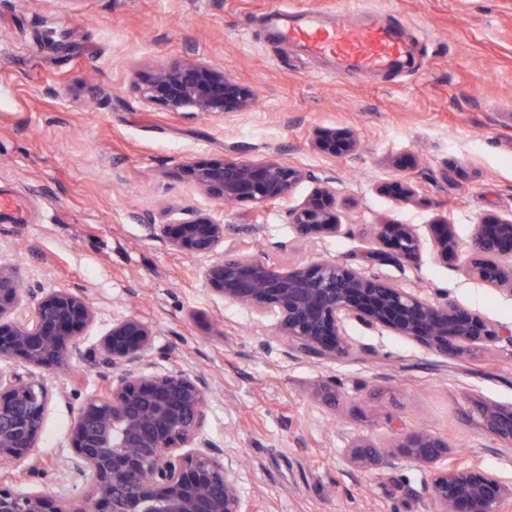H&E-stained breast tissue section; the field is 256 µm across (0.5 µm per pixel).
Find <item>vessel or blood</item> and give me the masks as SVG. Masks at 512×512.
<instances>
[{
    "mask_svg": "<svg viewBox=\"0 0 512 512\" xmlns=\"http://www.w3.org/2000/svg\"><path fill=\"white\" fill-rule=\"evenodd\" d=\"M277 41L296 43L313 55L339 59L364 71L386 70L404 54L397 25H327L309 12L288 6L275 8L265 17Z\"/></svg>",
    "mask_w": 512,
    "mask_h": 512,
    "instance_id": "vessel-or-blood-1",
    "label": "vessel or blood"
}]
</instances>
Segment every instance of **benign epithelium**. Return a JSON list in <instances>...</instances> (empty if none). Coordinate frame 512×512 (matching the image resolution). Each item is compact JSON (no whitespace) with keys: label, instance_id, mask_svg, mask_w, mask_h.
Returning a JSON list of instances; mask_svg holds the SVG:
<instances>
[{"label":"benign epithelium","instance_id":"7a95c632","mask_svg":"<svg viewBox=\"0 0 512 512\" xmlns=\"http://www.w3.org/2000/svg\"><path fill=\"white\" fill-rule=\"evenodd\" d=\"M142 99L168 112H245L251 90L203 59L161 65L137 87ZM313 148L330 158H352L358 139L334 128L318 131ZM196 185L221 201H249L265 209L291 196L302 182L316 187L288 210L299 238L315 241L341 231L339 203L331 175L315 177L285 161L229 160L187 168ZM428 237L412 224L376 225L384 262L413 264L425 240L443 258L455 252L448 225H426ZM150 237L189 258L203 260L198 276L224 300L272 317L274 334L286 352L319 360L344 357L353 347L347 325L359 322L387 330L444 357L461 355L488 342L512 346V328L484 320L473 310L435 302L418 290L400 288L332 260L293 265L263 260L239 246L220 250L226 228L202 211L147 225ZM467 277L512 295V214L478 225L463 265ZM96 312L79 288H25L15 266L0 264V360L17 359L48 372H68L80 363L112 369V381L88 395L71 427L72 453L61 474L85 482L83 493L55 498L38 486L19 489L14 477L0 480V512H251L233 464L203 435L207 383L183 369L145 371L155 350L156 330L135 315L112 323L97 350H84V332ZM52 401L48 384L0 369V460L28 465L27 478L44 473L35 460ZM482 431L512 446V404L479 406ZM448 442L418 431L395 450L363 440L352 443L346 461L355 471L392 466L402 456L429 472L427 491L434 512H512V480L448 463Z\"/></svg>","mask_w":512,"mask_h":512}]
</instances>
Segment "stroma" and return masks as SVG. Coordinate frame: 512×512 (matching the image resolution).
I'll list each match as a JSON object with an SVG mask.
<instances>
[{
    "label": "stroma",
    "mask_w": 512,
    "mask_h": 512,
    "mask_svg": "<svg viewBox=\"0 0 512 512\" xmlns=\"http://www.w3.org/2000/svg\"><path fill=\"white\" fill-rule=\"evenodd\" d=\"M284 2L328 22L395 23L406 52L391 71L362 73L279 44L264 17ZM192 54L248 86L254 107L168 112L140 97L136 83L158 64ZM323 128L354 134L357 157L314 150ZM275 148L311 178L263 210L214 201L179 172L262 162ZM326 170L342 229L306 246L288 209ZM409 182L419 197L400 203ZM3 198L24 208L0 209V262L24 287L85 291L96 311L85 347L136 315L155 326L166 366L207 377L206 434L235 462L253 512H433L414 462L355 472L344 459L354 440L419 429L445 438L463 466L512 478V453L476 413L481 400L512 404V347L446 359L353 323L349 356H291L266 319L224 301L196 260L144 227L165 209L199 210L226 225V244L259 258L335 260L512 326V296L461 271L477 224L512 214V0H0ZM441 215L457 243L448 260L430 247L414 265L367 259L382 219L422 226ZM103 382V369L82 365L47 379L37 461L70 453L77 407ZM322 383L334 401L314 395Z\"/></svg>",
    "instance_id": "obj_1"
}]
</instances>
